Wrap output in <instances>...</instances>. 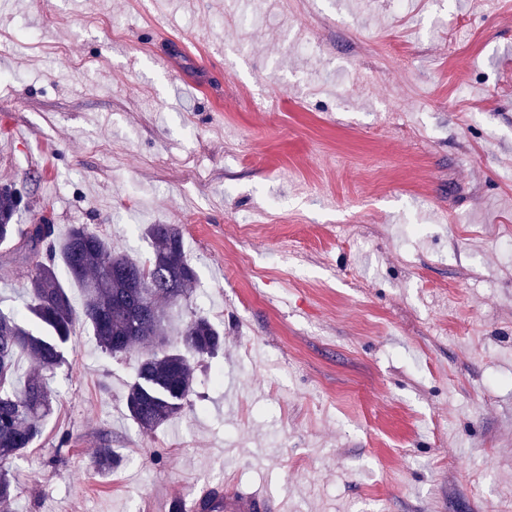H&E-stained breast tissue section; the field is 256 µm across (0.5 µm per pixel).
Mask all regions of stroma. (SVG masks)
<instances>
[{"label": "stroma", "instance_id": "stroma-1", "mask_svg": "<svg viewBox=\"0 0 512 512\" xmlns=\"http://www.w3.org/2000/svg\"><path fill=\"white\" fill-rule=\"evenodd\" d=\"M197 33L223 57L170 51ZM0 49L20 223L143 258L179 225L198 286L168 341L195 312L224 331L194 408L145 432L141 349L77 320L0 512L228 484L285 512H512V0H0ZM28 269L0 246V311Z\"/></svg>", "mask_w": 512, "mask_h": 512}]
</instances>
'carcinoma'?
Here are the masks:
<instances>
[{
	"mask_svg": "<svg viewBox=\"0 0 512 512\" xmlns=\"http://www.w3.org/2000/svg\"><path fill=\"white\" fill-rule=\"evenodd\" d=\"M21 203L19 189L0 185V245L23 241L30 255L27 310L52 337L37 336L17 316L0 311V461L32 447L50 412L53 392L47 375L63 363L58 342L71 336L76 322L61 269L67 280L81 287L84 321L102 348L117 355L139 345L152 347L141 357L126 397L134 423L153 431L193 406L196 363L224 347V332L207 316L194 313L180 332V346L167 345L161 302L178 305L190 298L198 283L181 228L149 225L146 233L153 250L140 259L112 250V244L85 224L71 226L60 242L53 224H19ZM21 355L39 370L19 388Z\"/></svg>",
	"mask_w": 512,
	"mask_h": 512,
	"instance_id": "carcinoma-1",
	"label": "carcinoma"
}]
</instances>
